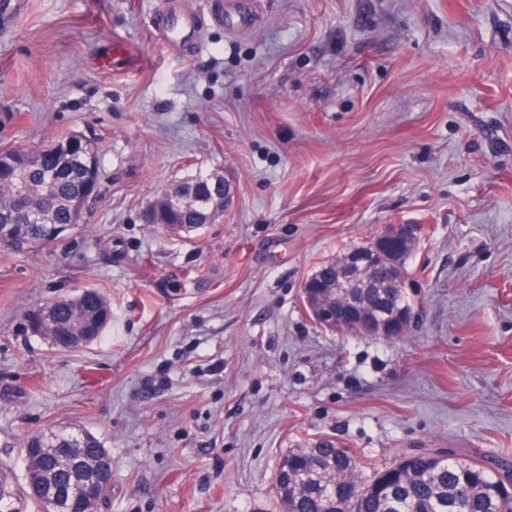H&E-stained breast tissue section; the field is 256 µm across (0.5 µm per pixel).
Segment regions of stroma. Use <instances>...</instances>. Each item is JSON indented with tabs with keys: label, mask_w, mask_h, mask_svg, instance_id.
Instances as JSON below:
<instances>
[{
	"label": "stroma",
	"mask_w": 512,
	"mask_h": 512,
	"mask_svg": "<svg viewBox=\"0 0 512 512\" xmlns=\"http://www.w3.org/2000/svg\"><path fill=\"white\" fill-rule=\"evenodd\" d=\"M160 0H23L0 30V145L98 142L82 224L0 245V471L83 429L112 459L97 512H281L282 454L331 439L364 477L442 449L512 461V0H257L173 54ZM231 186L191 233L142 211L196 169ZM397 224L421 292L404 336L314 323L321 265ZM108 300L51 347L53 298ZM76 294L77 292L67 296L59 297L47 303L44 306L51 305L53 315L51 312L42 311L39 313V315L35 314L31 320V328L33 332H36L38 335L49 334L50 336L46 337H49L50 340H52L55 345L62 350L77 348L96 340L108 322V316L106 314H102L98 321L101 325V330L98 335L95 334L88 336H75L63 333L57 326L55 320L60 326L67 330H73L76 324L78 326L92 327L95 323L96 311L89 309L86 310L85 317L82 322L76 320L74 305L72 301Z\"/></svg>",
	"instance_id": "35a3bbf8"
}]
</instances>
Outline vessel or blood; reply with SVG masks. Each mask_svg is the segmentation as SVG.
<instances>
[{
  "label": "vessel or blood",
  "mask_w": 512,
  "mask_h": 512,
  "mask_svg": "<svg viewBox=\"0 0 512 512\" xmlns=\"http://www.w3.org/2000/svg\"><path fill=\"white\" fill-rule=\"evenodd\" d=\"M210 24L230 32L252 29L256 20L250 0H208L202 9L193 0H163L155 15V33L173 52L198 45L205 26Z\"/></svg>",
  "instance_id": "1"
}]
</instances>
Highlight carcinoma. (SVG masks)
<instances>
[{
    "instance_id": "carcinoma-1",
    "label": "carcinoma",
    "mask_w": 512,
    "mask_h": 512,
    "mask_svg": "<svg viewBox=\"0 0 512 512\" xmlns=\"http://www.w3.org/2000/svg\"><path fill=\"white\" fill-rule=\"evenodd\" d=\"M71 141L72 147L62 156L54 150L58 143ZM100 150L90 155L76 135L55 138L44 145L43 153L32 157L19 148H0V225L16 223L14 198L21 188L27 189L29 212L40 216L26 225L30 238H48L52 226L66 227L77 216L74 203H87L85 169H100ZM193 191L205 198L224 197V176L198 171L174 188ZM146 224H181L202 228L197 209L172 208L143 214ZM360 303L370 310L393 304L413 307L411 294L392 287L388 264L380 263L374 285L359 290ZM74 295L51 302L57 323L67 330L77 325L91 327L96 311L86 310L83 321H76ZM107 452L104 444L92 438L80 449L84 467L94 466L99 454ZM280 468L305 473L303 482L285 492L276 487L283 512H512V466H495L482 460L450 452L428 451L403 457L377 470L365 480L359 473L353 453L331 440H321L311 449L294 448L282 458ZM80 468L71 461L57 460L48 468L39 456L27 460L28 495L35 497L38 487L46 483L72 481Z\"/></svg>"
}]
</instances>
